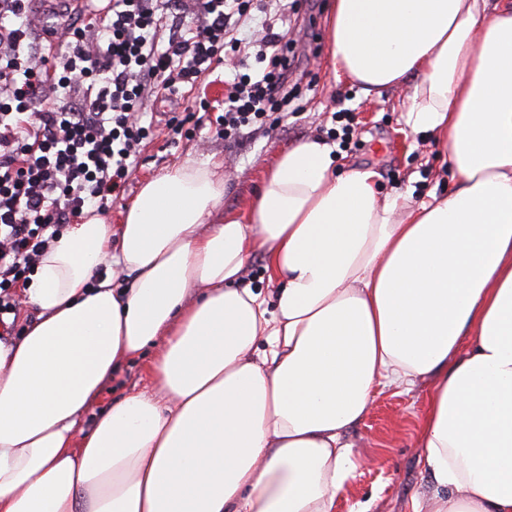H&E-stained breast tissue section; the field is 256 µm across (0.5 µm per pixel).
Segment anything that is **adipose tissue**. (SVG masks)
<instances>
[{
  "mask_svg": "<svg viewBox=\"0 0 512 512\" xmlns=\"http://www.w3.org/2000/svg\"><path fill=\"white\" fill-rule=\"evenodd\" d=\"M328 46L365 96L410 87L455 188L381 194L310 138L217 224L221 165L187 159L70 225L0 340V512H334L344 431L423 378L432 512H512V0H332ZM257 254L272 293L242 282ZM150 346L152 392L81 429Z\"/></svg>",
  "mask_w": 512,
  "mask_h": 512,
  "instance_id": "adipose-tissue-1",
  "label": "adipose tissue"
}]
</instances>
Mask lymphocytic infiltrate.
Instances as JSON below:
<instances>
[{"label": "lymphocytic infiltrate", "instance_id": "obj_1", "mask_svg": "<svg viewBox=\"0 0 512 512\" xmlns=\"http://www.w3.org/2000/svg\"><path fill=\"white\" fill-rule=\"evenodd\" d=\"M253 0H112L105 12L58 28L51 53L28 0H0V329L15 330L18 290L79 218L123 192L145 126L142 101L196 83L231 50L219 121L224 137L262 126L302 95L288 89L289 41L239 37ZM258 76L245 74L249 63Z\"/></svg>", "mask_w": 512, "mask_h": 512}]
</instances>
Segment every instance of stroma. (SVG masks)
I'll list each match as a JSON object with an SVG mask.
<instances>
[{
	"label": "stroma",
	"mask_w": 512,
	"mask_h": 512,
	"mask_svg": "<svg viewBox=\"0 0 512 512\" xmlns=\"http://www.w3.org/2000/svg\"><path fill=\"white\" fill-rule=\"evenodd\" d=\"M328 6L329 0H299L289 24H274L275 31L287 32L295 46L297 63L289 82L307 90L300 112L282 117L270 127L246 129L237 140L225 141L216 120L224 112V75L230 65L224 56L215 57L201 81L180 85L175 96L145 101L146 112L158 120L184 111L200 114L201 119L189 136L163 133L145 140L125 192L107 202L102 217L108 223H120L125 205L145 180L188 158L223 163L222 209L244 212L274 157L306 138L327 140L336 112L350 113L355 134L362 141L356 148H337V172L368 165L380 175L381 193L409 189L417 199L447 196L454 182L445 154L434 137L412 133L405 124L409 88H388L380 96L368 98L357 84L335 78L327 43ZM147 363V358H137L113 373L84 412V429H92L126 394L151 390ZM431 388L428 380L416 381L408 390L375 388L367 414L343 434L362 464L346 494L337 501L335 512H411L413 497L431 498L435 485L424 467L418 440Z\"/></svg>",
	"instance_id": "35a3bbf8"
}]
</instances>
